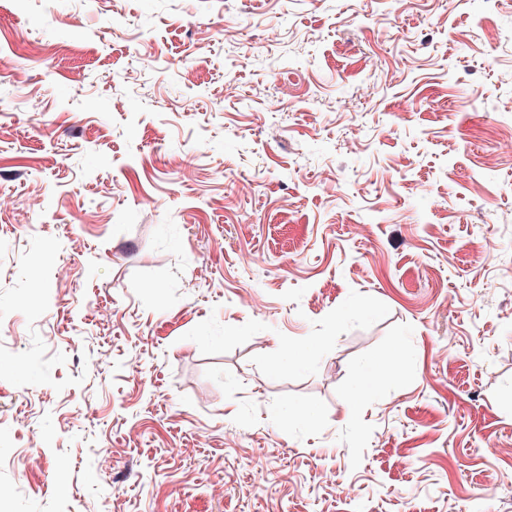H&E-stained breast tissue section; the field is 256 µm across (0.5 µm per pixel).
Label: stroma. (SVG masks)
<instances>
[{
	"label": "stroma",
	"mask_w": 512,
	"mask_h": 512,
	"mask_svg": "<svg viewBox=\"0 0 512 512\" xmlns=\"http://www.w3.org/2000/svg\"><path fill=\"white\" fill-rule=\"evenodd\" d=\"M0 53V512H512V0H0Z\"/></svg>",
	"instance_id": "1"
}]
</instances>
